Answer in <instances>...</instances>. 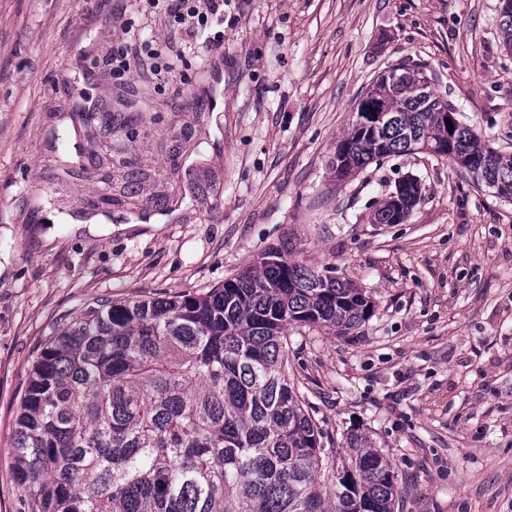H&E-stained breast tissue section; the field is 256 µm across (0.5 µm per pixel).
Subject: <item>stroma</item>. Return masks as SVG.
Returning a JSON list of instances; mask_svg holds the SVG:
<instances>
[{"label":"stroma","instance_id":"35a3bbf8","mask_svg":"<svg viewBox=\"0 0 512 512\" xmlns=\"http://www.w3.org/2000/svg\"><path fill=\"white\" fill-rule=\"evenodd\" d=\"M500 20L499 0H225L223 44L177 48L148 0H0V512H28L14 419L58 325L97 299L221 285L284 243L375 304L348 335H288L324 446L354 433L382 449L397 512H512V202L424 151L344 180L328 166L369 84L405 59L512 151ZM134 34L175 68L114 79ZM89 108L76 134L68 115ZM90 137L102 167L62 173ZM409 175V219L372 223ZM106 188L111 218L89 217Z\"/></svg>","mask_w":512,"mask_h":512}]
</instances>
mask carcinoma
<instances>
[{"mask_svg":"<svg viewBox=\"0 0 512 512\" xmlns=\"http://www.w3.org/2000/svg\"><path fill=\"white\" fill-rule=\"evenodd\" d=\"M380 74L329 166L344 179L370 163L426 150L512 201V153L467 126L418 64ZM387 198L374 224H401ZM374 304L348 279L290 259L287 246L206 292L97 300L41 346L21 396L13 449L30 512H395L391 460L357 435L335 456L288 378V331L345 335Z\"/></svg>","mask_w":512,"mask_h":512,"instance_id":"obj_1","label":"carcinoma"}]
</instances>
